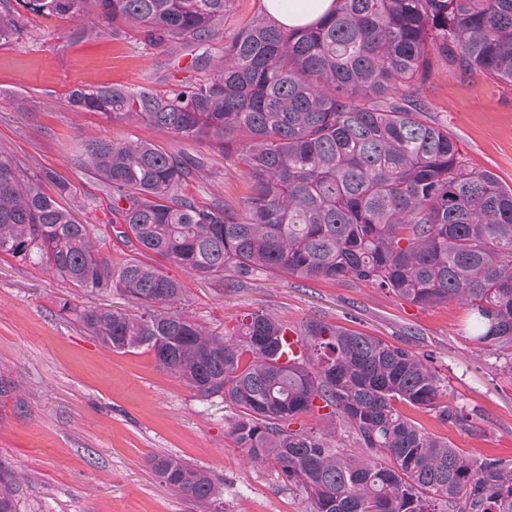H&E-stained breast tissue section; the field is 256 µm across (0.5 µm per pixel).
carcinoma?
<instances>
[{
	"instance_id": "carcinoma-1",
	"label": "carcinoma",
	"mask_w": 512,
	"mask_h": 512,
	"mask_svg": "<svg viewBox=\"0 0 512 512\" xmlns=\"http://www.w3.org/2000/svg\"><path fill=\"white\" fill-rule=\"evenodd\" d=\"M233 0H0V40L30 18L96 16L146 48L201 46L224 34ZM461 76L512 83V0H336L308 28L257 22L224 46L202 82L165 90L76 84L75 112L135 118L207 141L247 169L240 206L199 201L184 154L139 140L82 143L112 214L82 224L48 192L66 185L0 152V254L46 269L88 294L132 309L87 307L83 327L103 347L154 354L204 399L232 409L230 434L248 461L273 469L310 512H512V460L479 459L426 430L403 408L474 430L441 405L438 378L414 352L320 320L297 332L256 311L226 336L187 314L167 260L203 280L233 272L355 280L430 306L456 302L470 339L512 372V186L468 165L431 123L418 88L431 56ZM126 248L114 260L108 241ZM316 426L292 428L305 415ZM354 450L334 448L336 423ZM161 482L222 512L211 474L155 456ZM23 474L0 463V512H19Z\"/></svg>"
}]
</instances>
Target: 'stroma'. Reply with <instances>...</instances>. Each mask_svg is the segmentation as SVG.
Returning <instances> with one entry per match:
<instances>
[{"label": "stroma", "instance_id": "stroma-1", "mask_svg": "<svg viewBox=\"0 0 512 512\" xmlns=\"http://www.w3.org/2000/svg\"><path fill=\"white\" fill-rule=\"evenodd\" d=\"M266 16L263 0H234L222 38L199 50L177 45L166 52L90 17L31 19L21 37L0 44V151L69 183L64 205L92 224L109 219L103 186L81 156L82 139L92 136L146 141L204 159L187 193L238 204L247 188L236 160L205 141L73 111L66 93L80 82L162 90L201 78L198 54L223 58L226 38ZM421 95L472 166L512 186V85L478 73L457 77L438 58ZM167 272L183 284L189 314L219 333L235 334L248 313L261 310L294 329L317 319L425 357L445 387L443 402L469 414L476 430L419 410L414 418L474 456L512 459V374L468 339L461 305L418 307L356 281L260 274L241 282L229 273L217 284L173 264ZM65 296L79 308L123 304L119 296L85 294L41 267L0 255V371L18 385L0 397V462L27 478L21 512H197L153 472L151 458L165 454L219 478L224 512H310L304 494L248 463L230 435L221 398L202 399L160 369L152 353L103 348L75 314H60L57 301Z\"/></svg>", "mask_w": 512, "mask_h": 512}]
</instances>
